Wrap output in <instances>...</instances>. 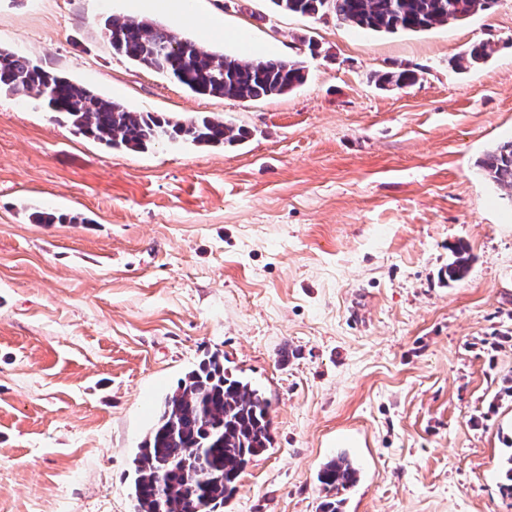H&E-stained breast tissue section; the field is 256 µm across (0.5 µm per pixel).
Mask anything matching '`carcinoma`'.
<instances>
[{
    "mask_svg": "<svg viewBox=\"0 0 512 512\" xmlns=\"http://www.w3.org/2000/svg\"><path fill=\"white\" fill-rule=\"evenodd\" d=\"M282 12L322 16L328 11L352 27L376 32L422 31L462 20L496 0H271ZM104 34L114 54L176 79L191 92L253 100L282 95L306 81L298 60H243L214 54L151 21L112 16ZM493 52L481 42L457 59L461 71L481 67ZM414 71L378 76L382 87L415 83ZM40 99L66 116L76 132L112 148L139 151L165 140L198 146L233 144L241 133L210 116L171 121L134 112L94 94L82 84L0 48V91ZM488 180L512 198V140L480 161ZM472 262L458 244L445 269L450 281L464 278ZM270 402L251 381L224 368L216 354L204 358L166 396L154 426L133 459L136 512H223L250 460L273 445ZM359 468L345 451L324 463L318 482L325 492L320 512H340L342 492L355 486ZM206 509L199 510L200 505Z\"/></svg>",
    "mask_w": 512,
    "mask_h": 512,
    "instance_id": "1",
    "label": "carcinoma"
}]
</instances>
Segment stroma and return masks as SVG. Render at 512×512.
Instances as JSON below:
<instances>
[{
    "instance_id": "stroma-1",
    "label": "stroma",
    "mask_w": 512,
    "mask_h": 512,
    "mask_svg": "<svg viewBox=\"0 0 512 512\" xmlns=\"http://www.w3.org/2000/svg\"><path fill=\"white\" fill-rule=\"evenodd\" d=\"M131 4L0 0V48L248 135L113 149L0 92V512H135L133 459L214 353L263 390L274 437L224 512H318L339 451L362 470L343 512H512V200L479 167L512 139V0L393 34L270 0H190L213 31L149 13L209 51L303 61L258 100L116 56L102 22ZM397 68L416 82L376 85ZM460 241L474 260L449 283ZM494 51L490 41L481 42L475 46L468 54L457 59L455 66L458 70L468 71L481 67Z\"/></svg>"
}]
</instances>
